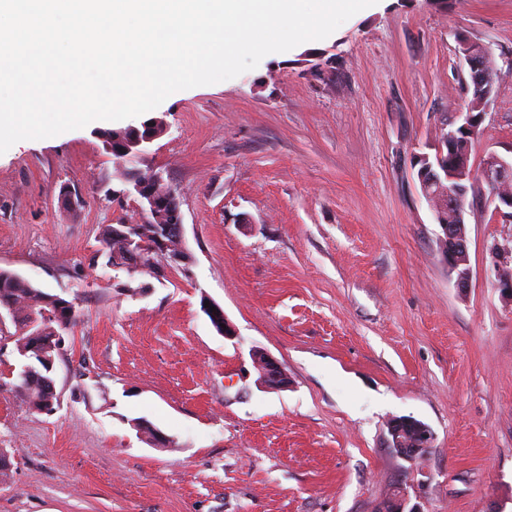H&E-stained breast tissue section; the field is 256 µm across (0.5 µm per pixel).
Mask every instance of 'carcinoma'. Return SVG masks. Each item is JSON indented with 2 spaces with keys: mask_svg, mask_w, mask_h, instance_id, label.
I'll list each match as a JSON object with an SVG mask.
<instances>
[{
  "mask_svg": "<svg viewBox=\"0 0 512 512\" xmlns=\"http://www.w3.org/2000/svg\"><path fill=\"white\" fill-rule=\"evenodd\" d=\"M164 223L166 218L162 216L153 224L131 225L135 242L141 244L142 264H148L153 257V235ZM62 301L64 298L34 287L18 274L0 269V308L13 312L11 321L16 328V350L23 360L31 363L35 371V376L24 384L15 385V388L34 410L40 409L46 399L45 387L36 377L40 373L38 351L48 341L57 343L56 337L71 329L77 320L76 309L59 306Z\"/></svg>",
  "mask_w": 512,
  "mask_h": 512,
  "instance_id": "carcinoma-1",
  "label": "carcinoma"
}]
</instances>
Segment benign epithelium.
I'll return each instance as SVG.
<instances>
[{"label": "benign epithelium", "mask_w": 512, "mask_h": 512, "mask_svg": "<svg viewBox=\"0 0 512 512\" xmlns=\"http://www.w3.org/2000/svg\"><path fill=\"white\" fill-rule=\"evenodd\" d=\"M461 53L467 65V92L469 96L481 101L479 111L467 109L459 112L456 118L461 123L448 130V136L438 140L434 157L418 156L421 166L417 170L422 194L431 203L435 211L448 212L453 223L440 225L441 233L438 241L442 255L455 275V286L464 290L470 286L471 268L468 240L465 231V203L468 184L475 181L488 187V205L492 213L503 224L512 223V192L508 185L512 183V160L491 155L484 160L479 171L469 167L468 163H460L454 159L453 152L459 140L475 137L486 119L485 105L495 88V54L491 44L460 41ZM164 121L153 117L141 127H130L119 130L112 137V144L106 145L108 150H117L129 160L143 157L150 145L163 133ZM165 183L162 174L151 172L144 174L134 169L129 175V188L122 191L124 195H134L140 200L149 215L155 216L158 211L165 210L169 222L164 226L163 236L156 238L152 248L163 254L166 266L177 265L184 261L182 247H173L172 242L182 241L183 225L177 194L169 191L158 193V187ZM492 270L494 284L501 291L512 296V246L495 247L492 249ZM205 311L218 333L226 338L235 335L221 308ZM252 361L259 377L261 387L272 390H285L290 385L288 374L282 365L270 354L263 351L252 353ZM387 447L394 450L397 456L409 463L416 462L432 447L433 432L425 423L413 417H399L388 424Z\"/></svg>", "instance_id": "benign-epithelium-1"}]
</instances>
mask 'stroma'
<instances>
[{
    "label": "stroma",
    "mask_w": 512,
    "mask_h": 512,
    "mask_svg": "<svg viewBox=\"0 0 512 512\" xmlns=\"http://www.w3.org/2000/svg\"><path fill=\"white\" fill-rule=\"evenodd\" d=\"M463 38L499 68L471 162L511 158L512 0H378L153 109L167 129L139 166L176 189L190 256L161 277L113 268L101 239L147 219L99 136L141 118L0 155V268L78 312L50 415L15 391L0 326V512H382L402 489L422 512H512V298L490 255L512 224L468 196L459 290L413 167L467 107ZM255 349L288 389L257 385ZM401 416L434 434L415 465L386 446Z\"/></svg>",
    "instance_id": "35a3bbf8"
}]
</instances>
